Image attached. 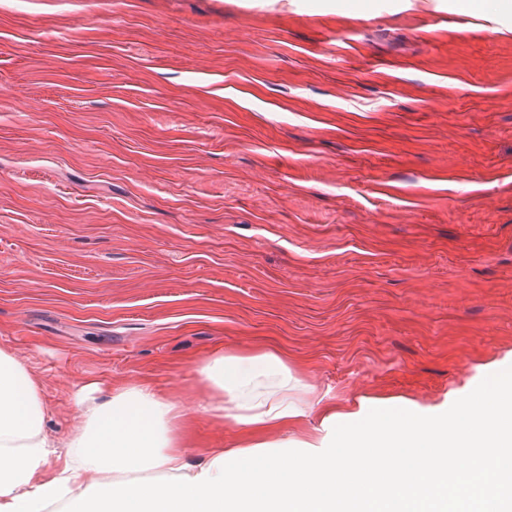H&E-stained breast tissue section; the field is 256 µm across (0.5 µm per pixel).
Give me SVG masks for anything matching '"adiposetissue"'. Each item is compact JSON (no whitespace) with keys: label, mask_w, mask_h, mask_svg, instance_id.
<instances>
[{"label":"adipose tissue","mask_w":512,"mask_h":512,"mask_svg":"<svg viewBox=\"0 0 512 512\" xmlns=\"http://www.w3.org/2000/svg\"><path fill=\"white\" fill-rule=\"evenodd\" d=\"M196 375L212 394L191 405L145 385L95 402L81 388L82 424L59 442L45 430L37 380L0 349V512H512L503 493L512 485L510 364L435 407L364 400L347 411L311 397L274 351L223 354ZM200 412L253 443L189 463L174 433ZM313 416L311 440L266 441ZM149 470L167 481H132Z\"/></svg>","instance_id":"ef3b65f1"}]
</instances>
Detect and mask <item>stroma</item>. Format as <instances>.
<instances>
[{"label": "stroma", "mask_w": 512, "mask_h": 512, "mask_svg": "<svg viewBox=\"0 0 512 512\" xmlns=\"http://www.w3.org/2000/svg\"><path fill=\"white\" fill-rule=\"evenodd\" d=\"M367 2L0 0V349L50 435L224 353L351 408L512 355V33Z\"/></svg>", "instance_id": "1"}]
</instances>
